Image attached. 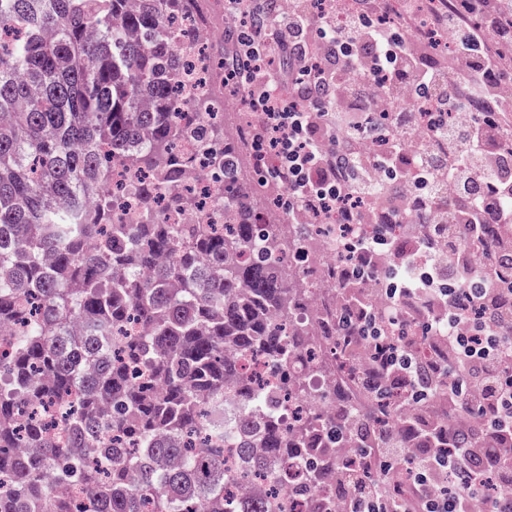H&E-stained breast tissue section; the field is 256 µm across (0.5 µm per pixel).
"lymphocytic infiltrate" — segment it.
I'll use <instances>...</instances> for the list:
<instances>
[{
	"label": "lymphocytic infiltrate",
	"instance_id": "obj_1",
	"mask_svg": "<svg viewBox=\"0 0 512 512\" xmlns=\"http://www.w3.org/2000/svg\"><path fill=\"white\" fill-rule=\"evenodd\" d=\"M400 2L225 0L231 56L291 223L371 227L336 284L361 293L359 388L422 409L352 413L373 476L337 474L344 512H512V0ZM406 392V386H393L383 390L374 398V412L370 417V425L375 430H381L391 425L395 419L391 414L396 410L399 400Z\"/></svg>",
	"mask_w": 512,
	"mask_h": 512
}]
</instances>
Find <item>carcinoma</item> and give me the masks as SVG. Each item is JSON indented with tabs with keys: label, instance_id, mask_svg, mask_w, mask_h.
Instances as JSON below:
<instances>
[{
	"label": "carcinoma",
	"instance_id": "obj_1",
	"mask_svg": "<svg viewBox=\"0 0 512 512\" xmlns=\"http://www.w3.org/2000/svg\"><path fill=\"white\" fill-rule=\"evenodd\" d=\"M198 0H0V25L23 35L0 45V324L25 321L0 360V512H271L259 497L226 488L265 475L307 512H329L322 476L363 472L343 451L349 396L338 386L333 415L284 421L280 392L242 372L237 350L266 359L282 376L288 360L314 357L308 324L312 270L292 271L284 246H305L258 216L266 176L248 195L240 146L194 112H176L178 57L170 14ZM214 145L215 180L231 224L163 221L161 195L175 207L185 161L164 167L176 141ZM139 170V222L114 221L118 199L101 192L112 162ZM79 403L63 436L38 420L18 429L25 404ZM226 392L240 402L217 414L212 441L193 439L204 407ZM406 386L374 399L381 430ZM231 436L243 459L224 471ZM132 441L135 447L127 448ZM86 493L77 509L49 493L51 480Z\"/></svg>",
	"mask_w": 512,
	"mask_h": 512
}]
</instances>
